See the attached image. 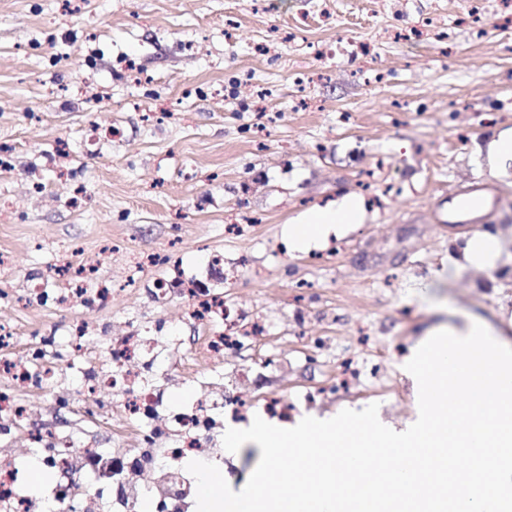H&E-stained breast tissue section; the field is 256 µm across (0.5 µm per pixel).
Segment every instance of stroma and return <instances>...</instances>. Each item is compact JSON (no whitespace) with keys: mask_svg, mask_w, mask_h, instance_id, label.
Listing matches in <instances>:
<instances>
[{"mask_svg":"<svg viewBox=\"0 0 512 512\" xmlns=\"http://www.w3.org/2000/svg\"><path fill=\"white\" fill-rule=\"evenodd\" d=\"M472 0H0V322L17 350L72 318L106 335L158 320L174 328L171 403L231 386L289 400L320 390L309 414L379 406L401 426L417 415L404 373L434 329L483 318L512 340V168L479 150L512 112V50L494 25L457 24ZM438 22L453 48L401 29ZM373 46L352 58L350 43ZM403 151H396V144ZM490 181L478 215L457 216V186ZM88 191L71 207L75 182ZM369 220L319 249L288 246L304 211L342 195ZM249 219L245 233L226 225ZM478 233L501 242L487 270L456 266L448 246ZM170 251L189 278L229 293L267 322L260 349L201 373L182 304L156 306L136 257ZM224 256V271L206 265ZM68 260L112 284L99 305L49 311L13 304ZM361 384L336 387L344 359ZM35 425L94 448H133L136 430L87 400L24 394Z\"/></svg>","mask_w":512,"mask_h":512,"instance_id":"obj_1","label":"stroma"}]
</instances>
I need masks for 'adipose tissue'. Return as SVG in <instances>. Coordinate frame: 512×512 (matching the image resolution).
Segmentation results:
<instances>
[{
  "instance_id": "ef3b65f1",
  "label": "adipose tissue",
  "mask_w": 512,
  "mask_h": 512,
  "mask_svg": "<svg viewBox=\"0 0 512 512\" xmlns=\"http://www.w3.org/2000/svg\"><path fill=\"white\" fill-rule=\"evenodd\" d=\"M368 218L363 199L347 194L327 207L303 212L289 225L288 242L293 250L308 252L323 246L330 237L345 235Z\"/></svg>"
}]
</instances>
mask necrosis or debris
Wrapping results in <instances>:
<instances>
[{
  "label": "necrosis or debris",
  "mask_w": 512,
  "mask_h": 512,
  "mask_svg": "<svg viewBox=\"0 0 512 512\" xmlns=\"http://www.w3.org/2000/svg\"><path fill=\"white\" fill-rule=\"evenodd\" d=\"M67 275L66 287L30 289L27 301L47 308H63L76 297L92 302L111 294L103 284L91 291L81 289V269L68 270ZM155 295L163 304L174 299L183 301L186 316L202 326L199 345L211 363H223L225 355L256 343L264 333L262 325L248 318L241 308L232 307L223 295L202 287L183 273L157 282ZM87 334L85 325L74 322L68 326L66 348H53L54 335L48 331L23 355L0 363V433L9 434L28 420V410L19 399L23 390L36 387L53 391L74 361H85L77 388H65L64 397L85 398L108 391L111 409L144 429L138 447L123 449L117 456V466L125 468L130 462L140 463L150 476L149 488L154 497L170 495L179 505L178 512H194V492L183 491L181 486L172 485L171 480L184 471L187 460L212 463L223 459L212 406L174 408L167 404L160 385L164 357L159 337L131 331L109 337L103 350L91 353L85 347ZM257 407L282 422L292 419L297 411L296 403L279 395L258 397L239 391L226 400L225 417L240 422ZM157 434L164 437V447H156L153 437ZM28 440L43 450L40 463L52 474L47 487L49 495L38 499L28 493L30 474L24 459L1 460L0 512H71L75 485L87 483L85 473L73 464L79 453L77 444L57 434L34 433Z\"/></svg>",
  "instance_id": "4bbe7bcc"
}]
</instances>
